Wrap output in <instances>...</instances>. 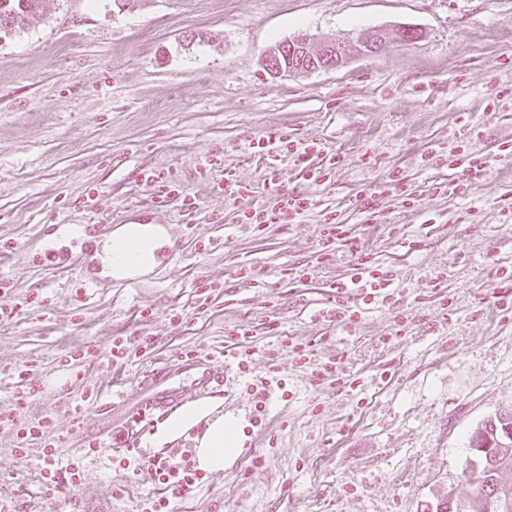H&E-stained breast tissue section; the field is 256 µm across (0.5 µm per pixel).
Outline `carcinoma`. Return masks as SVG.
Here are the masks:
<instances>
[{
    "instance_id": "cac0c4a2",
    "label": "carcinoma",
    "mask_w": 512,
    "mask_h": 512,
    "mask_svg": "<svg viewBox=\"0 0 512 512\" xmlns=\"http://www.w3.org/2000/svg\"><path fill=\"white\" fill-rule=\"evenodd\" d=\"M44 13V0H0V32H21L38 25ZM512 428V415H496L474 430L473 438L483 442L498 440L505 444L504 450L485 460L475 476L477 496L468 512H512V483L503 475L512 471V438L505 436L506 428Z\"/></svg>"
}]
</instances>
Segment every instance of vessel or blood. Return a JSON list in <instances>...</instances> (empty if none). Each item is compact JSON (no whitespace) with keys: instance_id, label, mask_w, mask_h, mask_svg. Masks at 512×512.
<instances>
[{"instance_id":"vessel-or-blood-1","label":"vessel or blood","mask_w":512,"mask_h":512,"mask_svg":"<svg viewBox=\"0 0 512 512\" xmlns=\"http://www.w3.org/2000/svg\"><path fill=\"white\" fill-rule=\"evenodd\" d=\"M142 250L138 240L130 239L111 242L109 247H101L85 235L70 237L68 244H48L36 257L37 263L45 267L66 269L83 266L84 281L94 288L107 283L115 288L140 284L142 278L133 270L135 258ZM151 430L150 424H135L124 432L113 436L112 445L116 448L138 447L144 435Z\"/></svg>"}]
</instances>
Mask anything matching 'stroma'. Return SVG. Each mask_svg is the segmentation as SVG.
<instances>
[{
  "mask_svg": "<svg viewBox=\"0 0 512 512\" xmlns=\"http://www.w3.org/2000/svg\"><path fill=\"white\" fill-rule=\"evenodd\" d=\"M42 23L0 37V411L49 419L64 466L82 458L85 481L39 494L42 445L19 452L0 428V506L6 512H140L156 487L106 448L130 417L168 390L191 386L201 364L225 371L202 402L247 419L250 384L269 394L260 423L223 472L186 491L173 512H435L475 499L469 437L512 413V312L491 299L495 272L512 267V0H47ZM399 26L422 33L338 68L275 76L270 48L298 34L339 41ZM475 130L471 149L492 157L462 199L431 190L457 178L437 148ZM277 133L335 157L306 181ZM400 171L416 203L378 197ZM252 184L266 208L297 192L338 210L378 262L394 267L398 301L360 310L341 330L329 287L351 274L346 251L316 263L318 213L264 232L236 223L224 175ZM145 213L173 225L174 262L137 288H90L80 269L26 265L62 224L115 227ZM250 269L249 279L235 271ZM305 269L291 280L284 271ZM217 289L199 305L193 287ZM183 312L170 322L171 310ZM407 332L394 335L398 323ZM251 326L240 338L241 326ZM315 340L310 366L268 371L270 327ZM151 335L156 349L113 364V338ZM254 353L238 372L231 352ZM76 355L68 363L67 355ZM341 362L354 383L321 380ZM31 368L17 384L12 368ZM94 403L81 405L90 391ZM93 446L84 455L85 446ZM265 456L262 466L253 458Z\"/></svg>",
  "mask_w": 512,
  "mask_h": 512,
  "instance_id": "obj_1",
  "label": "stroma"
}]
</instances>
